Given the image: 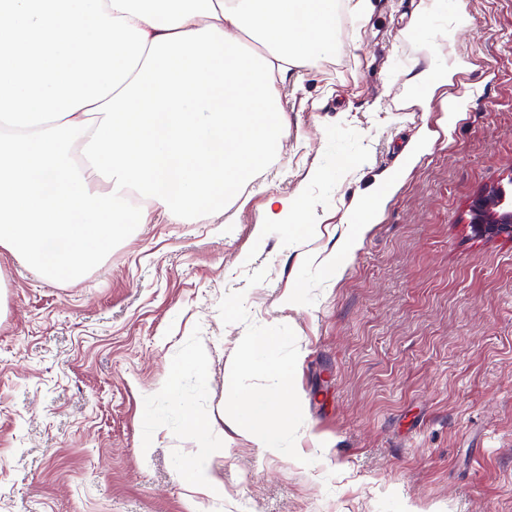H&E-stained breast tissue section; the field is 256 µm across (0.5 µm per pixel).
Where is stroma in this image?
<instances>
[{"label":"stroma","mask_w":512,"mask_h":512,"mask_svg":"<svg viewBox=\"0 0 512 512\" xmlns=\"http://www.w3.org/2000/svg\"><path fill=\"white\" fill-rule=\"evenodd\" d=\"M419 5L339 0L335 54L280 88L288 135L223 214L132 225L76 282L0 250V512H512V240L466 224L512 184V0H461L451 40L406 38ZM427 42L469 67L407 107ZM389 177L337 274L299 263L292 224L255 234L301 193L331 253ZM252 336L271 356L232 374ZM178 366L179 407L161 391ZM281 374L302 413L274 456L227 395ZM190 419L221 443V501L176 477ZM390 185L391 181H384L376 189L359 198L352 207L347 223H372L378 214L381 200L386 194Z\"/></svg>","instance_id":"stroma-1"}]
</instances>
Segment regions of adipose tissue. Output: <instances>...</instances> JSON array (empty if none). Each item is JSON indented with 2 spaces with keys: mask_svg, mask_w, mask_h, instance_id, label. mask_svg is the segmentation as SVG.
Instances as JSON below:
<instances>
[{
  "mask_svg": "<svg viewBox=\"0 0 512 512\" xmlns=\"http://www.w3.org/2000/svg\"><path fill=\"white\" fill-rule=\"evenodd\" d=\"M335 19L336 0H0V248L72 281L128 225L222 211L278 149L277 88L332 52ZM231 405L283 454L300 417L285 377ZM190 430L180 475L214 492L213 431Z\"/></svg>",
  "mask_w": 512,
  "mask_h": 512,
  "instance_id": "1",
  "label": "adipose tissue"
}]
</instances>
